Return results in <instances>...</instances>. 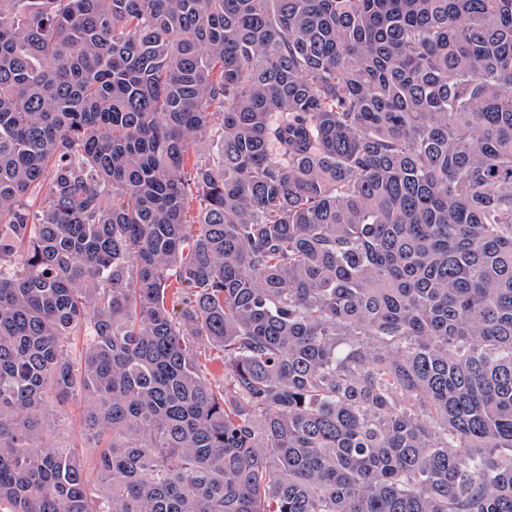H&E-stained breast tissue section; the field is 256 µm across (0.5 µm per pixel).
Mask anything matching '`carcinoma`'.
<instances>
[{
  "instance_id": "1",
  "label": "carcinoma",
  "mask_w": 512,
  "mask_h": 512,
  "mask_svg": "<svg viewBox=\"0 0 512 512\" xmlns=\"http://www.w3.org/2000/svg\"><path fill=\"white\" fill-rule=\"evenodd\" d=\"M0 512H512V0H0ZM50 416L51 432L46 438L48 445L60 446L75 444L82 448L85 458L92 455L93 443L83 431V404L79 398L73 399L62 408L52 407Z\"/></svg>"
}]
</instances>
